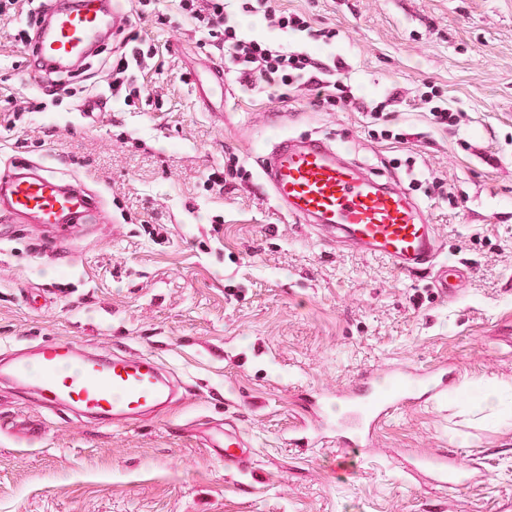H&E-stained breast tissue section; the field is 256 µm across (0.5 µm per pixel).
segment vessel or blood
Segmentation results:
<instances>
[{"label": "vessel or blood", "instance_id": "1", "mask_svg": "<svg viewBox=\"0 0 512 512\" xmlns=\"http://www.w3.org/2000/svg\"><path fill=\"white\" fill-rule=\"evenodd\" d=\"M130 21L119 0H60L40 11L32 44L44 70L74 72ZM261 176L289 216L412 274L433 271V285L456 297L467 272L441 260L437 227L424 207L391 180L375 177L335 146L312 138L282 136L265 148ZM100 207L89 191L63 183L47 169L0 174V214L37 224H86ZM0 378L32 388L49 405L69 404L91 415L121 418L164 406L169 385L153 357L84 354L74 340L39 345L34 357L15 358ZM452 375L435 369L399 373L398 387L378 394L372 385L336 394L344 407L336 445L364 453L378 426L402 406L443 393Z\"/></svg>", "mask_w": 512, "mask_h": 512}]
</instances>
